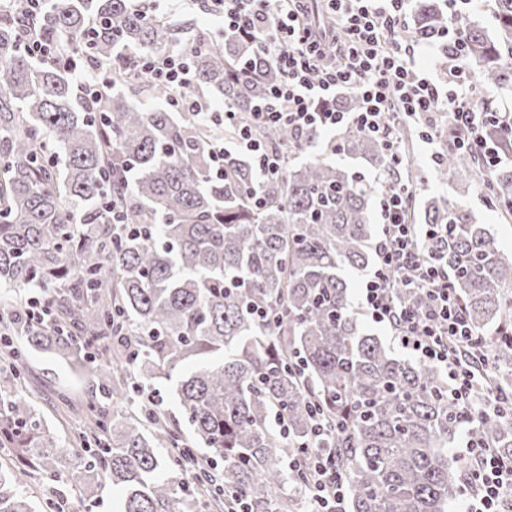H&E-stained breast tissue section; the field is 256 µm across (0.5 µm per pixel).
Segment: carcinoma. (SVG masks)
<instances>
[{"mask_svg": "<svg viewBox=\"0 0 512 512\" xmlns=\"http://www.w3.org/2000/svg\"><path fill=\"white\" fill-rule=\"evenodd\" d=\"M418 2L404 39L450 27L464 65L477 63L483 83L512 90V0H493L495 41L473 11L450 18L440 0ZM186 34L129 0H45L26 25L0 14V287L51 290L59 318L71 320L60 330L0 306L13 359L0 369V443L13 454L0 463V512H36L37 495L23 483L31 468L76 487L94 476L122 492L119 512H196L200 496L222 512L226 490L250 512H299V499L282 494L296 483L282 461L309 440L316 410L343 472V512H448L464 491L448 448L466 433L510 458L512 416L470 419L439 368L398 356L364 330L344 273L373 260L375 197L468 169L483 197L510 215L512 165L486 170L450 150L429 171L407 152L396 166L352 126L324 145L349 160L340 165L306 155L320 132L273 127L259 131L267 145L298 143L278 179L259 183L250 158L226 154L224 180H214L208 131L123 56L189 51L192 91L244 119L279 74L232 33L220 44L207 29ZM27 36L56 55L33 59L17 48ZM89 62L106 85L83 102L70 64ZM144 97L153 106L143 108ZM487 136L512 154V130L490 125ZM108 183L122 226L102 198ZM412 221L448 225L447 242L424 247L444 256L483 341L487 387L512 393V256L460 201L416 203ZM31 351L81 364L100 392L135 406L95 412L89 432L61 440L17 391ZM189 363L195 368L182 372ZM174 375L184 431L160 404L135 398L142 383ZM189 444L220 459L222 471L199 468L193 485L173 480L194 458L170 449Z\"/></svg>", "mask_w": 512, "mask_h": 512, "instance_id": "1", "label": "carcinoma"}]
</instances>
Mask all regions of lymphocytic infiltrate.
<instances>
[{"label": "lymphocytic infiltrate", "mask_w": 512, "mask_h": 512, "mask_svg": "<svg viewBox=\"0 0 512 512\" xmlns=\"http://www.w3.org/2000/svg\"><path fill=\"white\" fill-rule=\"evenodd\" d=\"M407 2L326 0L339 31L337 41L331 42L305 22L303 0L291 7L286 0H210V12L225 30L268 52L281 74L245 121L236 112H219L186 97L191 82L187 53L136 55L132 62L173 89V105L190 107L211 130V172L219 179L229 146L254 160L260 178L281 176L288 153L269 148L259 138L257 131L263 126H282L301 135L314 128L335 131L351 125L379 141L399 164L403 155L397 125L408 121L419 125L421 141L431 148V163H439L444 150L456 149L478 156L485 167L496 166L499 152L488 142L485 123L512 125V113L476 111L481 84L452 49L449 33L435 32L411 43L402 39ZM420 48L439 50V69L426 71L418 65ZM345 91L357 98L358 111L336 107ZM442 112L448 115L443 127L436 120ZM414 196V189L407 187L379 199L382 231L359 307L374 322L393 330L403 349L445 372L448 393L455 401L476 406L481 417L507 414L512 400L482 393L485 369L460 353L461 346L475 347L479 341L451 286L447 264L424 250L425 241L446 238L447 232L434 224L409 222ZM409 285L422 291L424 305L395 304L394 289ZM327 433L322 422H315L305 449L285 460L288 471L302 478L299 490L310 512H339L345 497L342 470L320 446ZM466 452L464 512H512V459L471 441Z\"/></svg>", "instance_id": "obj_1"}]
</instances>
